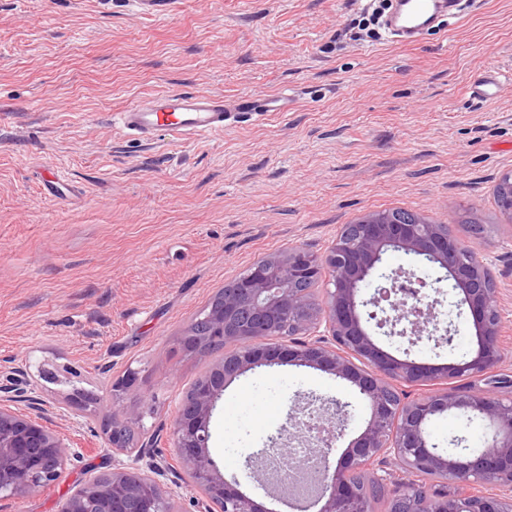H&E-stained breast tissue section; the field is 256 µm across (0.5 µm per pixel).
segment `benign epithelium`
Segmentation results:
<instances>
[{
    "mask_svg": "<svg viewBox=\"0 0 512 512\" xmlns=\"http://www.w3.org/2000/svg\"><path fill=\"white\" fill-rule=\"evenodd\" d=\"M494 193L505 198L499 207L512 223V173L502 175ZM389 252L407 257L424 255L446 270L452 288L473 315L476 348L443 367L400 359L378 346L367 329L377 317L368 307L395 295L391 314L379 322L390 325L389 336L421 338L439 303L438 288L424 292L425 282L411 270L382 271ZM328 273L330 288L318 302L313 284ZM376 284L374 294L362 290ZM297 328L301 337L284 333ZM499 288L475 250L463 247L446 224L415 220L404 224L389 212H371L346 224L329 251L318 256L303 247L266 257L224 289L218 304L196 317L180 339L185 352L213 346L233 347L182 403L174 422L175 455L192 484L199 488L212 512H274L229 484L210 452V422L217 402L237 377L260 367L292 365L327 372L347 381L365 403L370 418L337 461H332L336 437L351 403L335 400L333 417L319 420L327 434H314L291 406L288 425L269 438V445L249 455L244 467L262 472L270 451L288 454L292 441L313 444L324 460L318 489L308 504L318 512H373L375 497L395 485V512H512V395L473 392L451 387L425 394L419 390L440 379L494 378L501 363ZM137 372L113 388L119 401L137 397ZM23 405L27 412L17 411ZM458 412L488 424L481 448L444 452L434 448L428 433L436 417ZM46 413L36 395L27 366L0 375V501L55 484L74 456L59 434L39 423ZM146 411L133 408L115 413L109 440L122 449L115 430L142 424ZM145 465L98 476L79 488L62 512H172L164 477L170 466L144 446ZM449 478L454 495L428 493L423 480ZM267 497L299 504L288 487L263 477ZM482 484L492 491H482Z\"/></svg>",
    "mask_w": 512,
    "mask_h": 512,
    "instance_id": "benign-epithelium-1",
    "label": "benign epithelium"
}]
</instances>
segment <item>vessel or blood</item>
<instances>
[{"label":"vessel or blood","instance_id":"obj_1","mask_svg":"<svg viewBox=\"0 0 512 512\" xmlns=\"http://www.w3.org/2000/svg\"><path fill=\"white\" fill-rule=\"evenodd\" d=\"M180 0H112L113 9L144 20H157L173 14ZM462 0H393L383 24L395 43L413 44L446 17L459 13ZM504 81L499 71L489 69L469 85L471 98L491 102L501 93ZM297 103L294 91L284 89L262 97L239 95L232 98L202 91H160L133 101L112 120L130 137L151 141L167 132L184 138H206L236 126L241 119L265 117L271 112L288 113ZM40 183L45 195L63 199L72 192L66 179L52 167L44 168Z\"/></svg>","mask_w":512,"mask_h":512}]
</instances>
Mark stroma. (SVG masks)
Wrapping results in <instances>:
<instances>
[{"label":"stroma","mask_w":512,"mask_h":512,"mask_svg":"<svg viewBox=\"0 0 512 512\" xmlns=\"http://www.w3.org/2000/svg\"><path fill=\"white\" fill-rule=\"evenodd\" d=\"M361 0H181L154 21L100 0H0V371L28 363L47 404L42 423L76 460L58 482L7 501V512H61L103 473L137 467L105 426L112 386L133 369L149 410L140 433L171 468L173 423L195 382L218 360L176 349L220 289L256 261L301 246L324 255L343 225L403 209L450 225L493 271L499 288L502 373L512 375V223L494 198L512 172V0L475 10L402 45L345 30ZM505 75L500 97H469L471 78ZM293 89L296 111L270 113L223 134L131 139L111 113L159 91L216 96ZM54 166L79 189L52 201L37 171ZM441 336L379 346L440 367L470 351L473 321L444 269ZM93 392L72 403L73 387ZM348 399L346 381L291 366L236 379L211 419L210 451L226 478L258 502L243 466L287 423L294 400ZM433 441L483 445L485 425L451 413Z\"/></svg>","instance_id":"obj_1"}]
</instances>
